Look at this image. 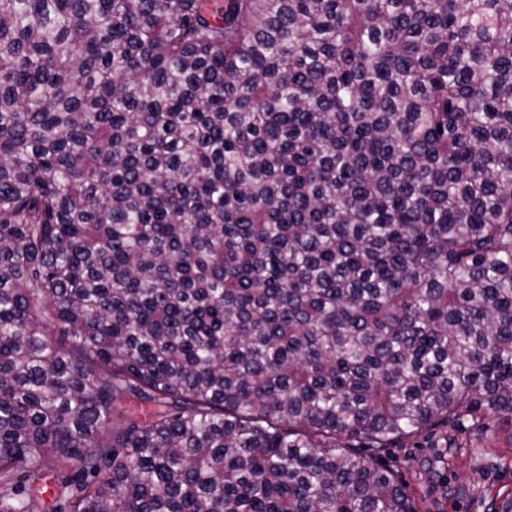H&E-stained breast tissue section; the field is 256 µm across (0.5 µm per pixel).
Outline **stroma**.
<instances>
[{
	"instance_id": "obj_1",
	"label": "stroma",
	"mask_w": 512,
	"mask_h": 512,
	"mask_svg": "<svg viewBox=\"0 0 512 512\" xmlns=\"http://www.w3.org/2000/svg\"><path fill=\"white\" fill-rule=\"evenodd\" d=\"M451 435L458 447H447ZM357 447L398 475L419 512H488L495 493L512 489V425L495 419L483 432L439 426L385 448L365 439Z\"/></svg>"
}]
</instances>
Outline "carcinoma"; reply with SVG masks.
<instances>
[{"label": "carcinoma", "instance_id": "1", "mask_svg": "<svg viewBox=\"0 0 512 512\" xmlns=\"http://www.w3.org/2000/svg\"><path fill=\"white\" fill-rule=\"evenodd\" d=\"M512 422V0H0V512H418L354 450Z\"/></svg>", "mask_w": 512, "mask_h": 512}]
</instances>
